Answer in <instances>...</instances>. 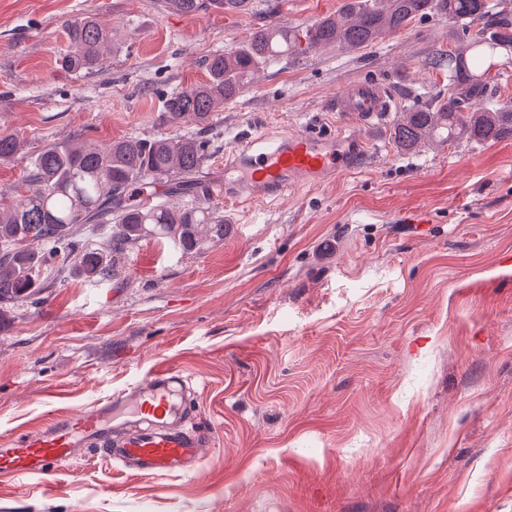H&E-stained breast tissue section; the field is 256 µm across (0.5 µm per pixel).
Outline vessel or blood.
<instances>
[{"label": "vessel or blood", "mask_w": 512, "mask_h": 512, "mask_svg": "<svg viewBox=\"0 0 512 512\" xmlns=\"http://www.w3.org/2000/svg\"><path fill=\"white\" fill-rule=\"evenodd\" d=\"M334 109L372 127L390 117L393 104L380 84L364 81L339 91ZM367 150L357 137H342L338 146L330 147L303 131L267 147L244 140L232 150L230 162L241 172L242 191L267 198L285 193L292 178L318 186L352 167ZM186 383L179 370L161 367L92 407L54 417L40 429L19 435L12 447L0 448V476H51L76 449L86 447L130 473L195 471L210 435L185 425L192 410Z\"/></svg>", "instance_id": "vessel-or-blood-1"}]
</instances>
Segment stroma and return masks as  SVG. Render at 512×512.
<instances>
[{
	"label": "stroma",
	"instance_id": "35a3bbf8",
	"mask_svg": "<svg viewBox=\"0 0 512 512\" xmlns=\"http://www.w3.org/2000/svg\"><path fill=\"white\" fill-rule=\"evenodd\" d=\"M297 33L343 0H274ZM185 16L163 0H0V132L21 147L0 190L49 143L168 134L170 93L205 56L266 24ZM112 31L101 68L66 72L67 19ZM457 24L439 15L355 53L298 50L226 102L205 182L247 134L364 137L368 156L324 185L211 202L223 239L188 253L146 238L118 274L42 266L39 302L0 315V447L172 365L191 426L212 442L187 474L130 476L78 449L46 480L0 481V512H512V138L401 152L392 127L343 122L332 102L373 81L397 112L448 92L432 68Z\"/></svg>",
	"mask_w": 512,
	"mask_h": 512
}]
</instances>
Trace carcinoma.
<instances>
[{"label": "carcinoma", "instance_id": "1", "mask_svg": "<svg viewBox=\"0 0 512 512\" xmlns=\"http://www.w3.org/2000/svg\"><path fill=\"white\" fill-rule=\"evenodd\" d=\"M172 10L193 16L209 9L247 13L253 0H165ZM438 14L461 22V33L448 52L432 65L448 64L454 79L448 96L432 108L402 113L394 128L397 147L422 148L432 140L444 144L467 139L478 143L512 138V101L481 111L471 100L491 85L490 74L499 59L512 53V20L502 12L489 14L487 0H345L334 15L316 20L306 31L307 47H334L354 52L396 34L413 20ZM70 50L59 58L67 71L92 70L102 64V47L112 33L92 15L65 24ZM292 30L275 23L252 29L234 52L204 59L208 80L171 94L161 113L162 124L177 133L151 139L129 137L99 148L93 144L49 145L37 155L21 190L0 193V310L36 301L40 293L33 270L41 257L30 248L40 241L53 248L72 246L87 228L112 225L102 247L81 251L78 266L88 279L116 275V257L147 237H164L185 252L200 250V230L224 238V217L194 201L207 195L199 179L208 156L206 133L224 102L239 97L255 72L293 50ZM196 132L181 134L183 126ZM20 139L0 133V163L14 157ZM164 183L168 192L192 200L183 208H162L150 202L152 188Z\"/></svg>", "mask_w": 512, "mask_h": 512}]
</instances>
